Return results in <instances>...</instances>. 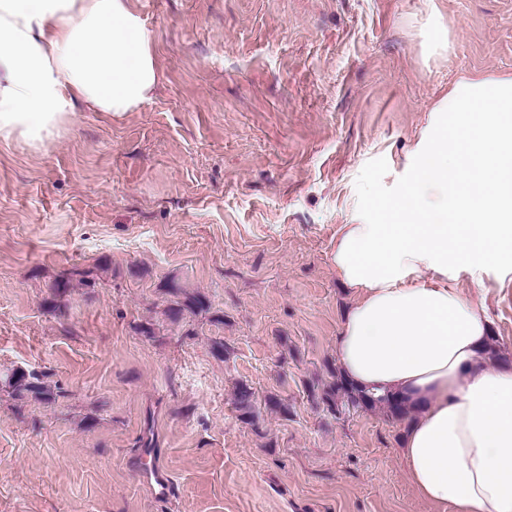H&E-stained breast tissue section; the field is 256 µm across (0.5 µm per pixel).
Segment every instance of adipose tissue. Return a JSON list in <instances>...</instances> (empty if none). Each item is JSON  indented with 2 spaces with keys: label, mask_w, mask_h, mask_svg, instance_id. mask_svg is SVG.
<instances>
[{
  "label": "adipose tissue",
  "mask_w": 512,
  "mask_h": 512,
  "mask_svg": "<svg viewBox=\"0 0 512 512\" xmlns=\"http://www.w3.org/2000/svg\"><path fill=\"white\" fill-rule=\"evenodd\" d=\"M159 79L129 0H0V142L44 146L77 104L135 111ZM431 122L398 208L336 235V274L356 295L336 361L367 394L406 399L400 458L422 500L512 512V366L492 356L484 307L448 286L462 254L498 260L488 230L512 223V76L459 79Z\"/></svg>",
  "instance_id": "ef3b65f1"
}]
</instances>
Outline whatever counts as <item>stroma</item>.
<instances>
[{
	"label": "stroma",
	"instance_id": "1",
	"mask_svg": "<svg viewBox=\"0 0 512 512\" xmlns=\"http://www.w3.org/2000/svg\"><path fill=\"white\" fill-rule=\"evenodd\" d=\"M131 6L161 75L151 98L76 110L44 147L0 143V374L66 393L50 406L0 383V512H435L400 459L404 424L333 416L309 386L330 381L352 304L338 227L395 206L453 82L512 75V0ZM493 238L502 259L453 286L484 304L512 365V224ZM76 268L96 288L53 304ZM174 285L209 315L171 321ZM242 383L258 426L235 408ZM148 442L165 500L138 472ZM71 276L79 277V282H81V284L87 288H95L96 286V279L93 277L90 271L77 269L71 273ZM71 276H63L55 280L51 285L50 288L56 299L63 298L69 291L72 280Z\"/></svg>",
	"mask_w": 512,
	"mask_h": 512
}]
</instances>
